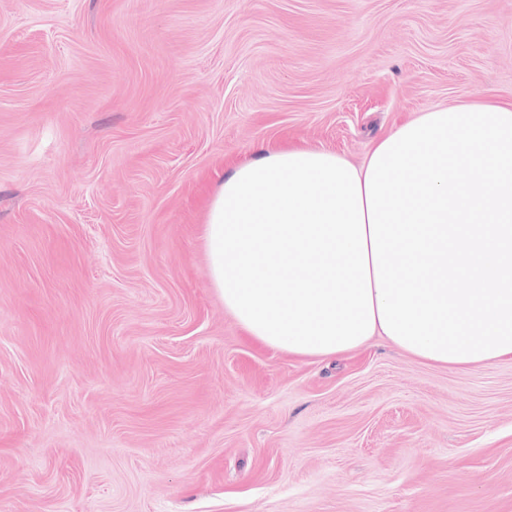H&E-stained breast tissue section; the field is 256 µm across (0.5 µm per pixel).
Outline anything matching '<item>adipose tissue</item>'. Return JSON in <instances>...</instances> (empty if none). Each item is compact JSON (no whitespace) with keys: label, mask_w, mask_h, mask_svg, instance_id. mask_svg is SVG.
Instances as JSON below:
<instances>
[{"label":"adipose tissue","mask_w":512,"mask_h":512,"mask_svg":"<svg viewBox=\"0 0 512 512\" xmlns=\"http://www.w3.org/2000/svg\"><path fill=\"white\" fill-rule=\"evenodd\" d=\"M205 239L225 310L265 347L512 360V100L428 109L358 166L261 150L211 197Z\"/></svg>","instance_id":"adipose-tissue-1"}]
</instances>
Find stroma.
I'll use <instances>...</instances> for the list:
<instances>
[{
  "label": "stroma",
  "instance_id": "stroma-1",
  "mask_svg": "<svg viewBox=\"0 0 512 512\" xmlns=\"http://www.w3.org/2000/svg\"><path fill=\"white\" fill-rule=\"evenodd\" d=\"M512 99V0H0V512H512V361L251 340L207 203L263 145Z\"/></svg>",
  "mask_w": 512,
  "mask_h": 512
}]
</instances>
